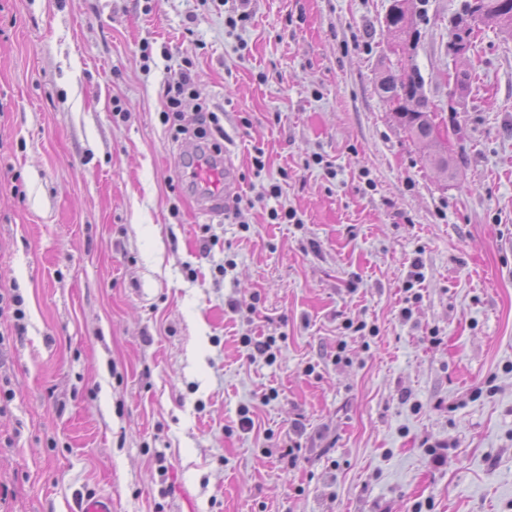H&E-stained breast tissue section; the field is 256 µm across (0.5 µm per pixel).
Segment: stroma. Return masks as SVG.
Listing matches in <instances>:
<instances>
[{
  "mask_svg": "<svg viewBox=\"0 0 512 512\" xmlns=\"http://www.w3.org/2000/svg\"><path fill=\"white\" fill-rule=\"evenodd\" d=\"M391 3L0 0V512H512V33L451 56L425 0L449 180L378 90ZM187 66L239 214L162 122ZM194 173L197 174V178L204 186V191L200 195L198 201L200 208L206 213H217L224 209L225 198L228 194L236 187V179L231 172H224V193L221 188H216L212 184H207L200 179L199 169L192 166Z\"/></svg>",
  "mask_w": 512,
  "mask_h": 512,
  "instance_id": "stroma-1",
  "label": "stroma"
}]
</instances>
